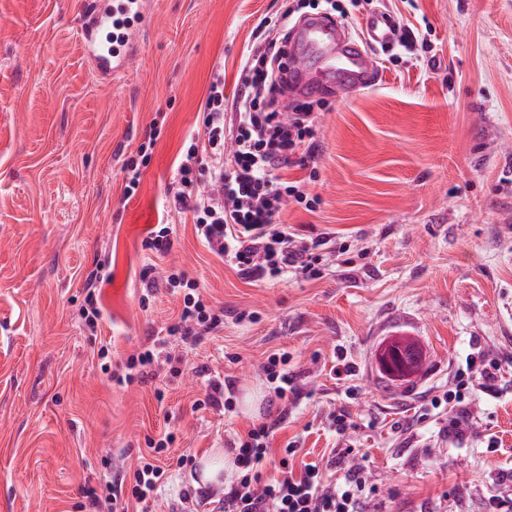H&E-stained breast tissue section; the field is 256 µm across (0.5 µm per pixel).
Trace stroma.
<instances>
[{"instance_id":"1","label":"stroma","mask_w":512,"mask_h":512,"mask_svg":"<svg viewBox=\"0 0 512 512\" xmlns=\"http://www.w3.org/2000/svg\"><path fill=\"white\" fill-rule=\"evenodd\" d=\"M281 6L146 0L131 68L102 80L78 38L83 0H0V512H78L86 487L169 432L172 477L155 510L180 512L203 460L275 413L262 366L282 352L302 394L270 446L298 441L294 469L332 459L337 475L360 470L365 512H488L494 500L512 512V0H373L431 28L435 57L381 62L379 85L326 99L320 201L281 216L347 253L315 279L250 282L199 242L191 217L176 219L158 264L197 280L223 308V331L185 352L170 380L119 386L100 370V341L121 369L177 314L165 291L139 304L142 241L167 218L213 69L223 65L233 96L253 29ZM153 128L151 162L124 199L123 161ZM106 258L95 338L79 309ZM243 311L253 321H237ZM396 336L419 344L423 374L381 371ZM477 352L501 377L472 395L458 436L424 407ZM201 365L234 381L232 411L197 407ZM339 409L351 415L342 434L329 426Z\"/></svg>"}]
</instances>
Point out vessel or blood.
Instances as JSON below:
<instances>
[{"mask_svg":"<svg viewBox=\"0 0 512 512\" xmlns=\"http://www.w3.org/2000/svg\"><path fill=\"white\" fill-rule=\"evenodd\" d=\"M138 0H89L80 21V35L87 47L95 74L103 79L126 72L132 54L127 40L103 45L102 37L122 16L138 14ZM394 23L383 12L367 18L364 30L351 35L335 20L322 15L307 18L288 44V58L294 78L288 97L327 90L330 82L341 80L356 88L373 87L381 78L375 61L376 48L392 42Z\"/></svg>","mask_w":512,"mask_h":512,"instance_id":"vessel-or-blood-1","label":"vessel or blood"}]
</instances>
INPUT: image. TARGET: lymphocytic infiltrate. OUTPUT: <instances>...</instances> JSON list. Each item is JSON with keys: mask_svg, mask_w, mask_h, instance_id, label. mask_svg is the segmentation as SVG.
<instances>
[{"mask_svg": "<svg viewBox=\"0 0 512 512\" xmlns=\"http://www.w3.org/2000/svg\"><path fill=\"white\" fill-rule=\"evenodd\" d=\"M292 15L288 9L257 25L254 40L241 57V88L232 106L224 104L223 70L214 72L201 126L184 143L177 185L169 197L171 211L191 216L200 241L250 281L289 274L316 277L319 251L335 246L327 236L302 237L280 219L287 203L310 211L319 202L318 196L308 192L318 178L314 104L299 101L285 111L276 96L285 80L280 46L288 37ZM293 167L299 169V176L287 177ZM141 284L144 303L163 290L181 295L180 315L168 326L169 334L195 345L223 330V308L206 299L185 271L173 267L160 273L149 264L141 272ZM162 361L172 366L179 359L160 356L157 338H147L113 379L123 385L155 378ZM499 373L497 361L481 353L469 356L453 387L432 397L430 406L447 407L449 429L460 431L472 392L491 388ZM283 421L280 414L269 417L235 440L236 471L223 497L207 488H188L183 501L199 506L213 502L217 512H359L366 492L360 473L348 472L334 482L324 477L321 463L314 461L305 464L301 474H294L289 463L298 451L295 443L282 450L279 477L264 479L269 438ZM173 441L170 435L150 441L133 471H116L100 489L89 490L86 512H128L130 505L157 498L169 480L159 455Z\"/></svg>", "mask_w": 512, "mask_h": 512, "instance_id": "1", "label": "lymphocytic infiltrate"}]
</instances>
